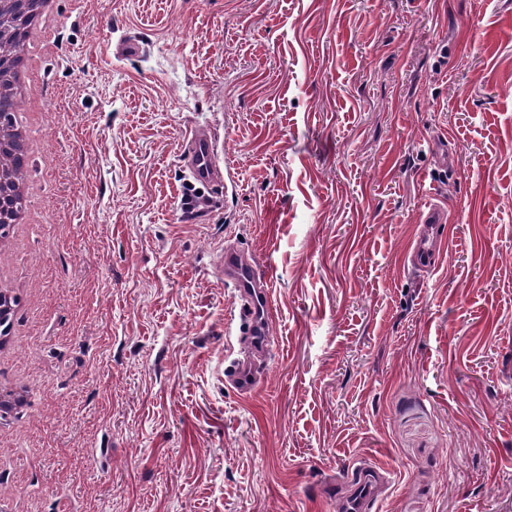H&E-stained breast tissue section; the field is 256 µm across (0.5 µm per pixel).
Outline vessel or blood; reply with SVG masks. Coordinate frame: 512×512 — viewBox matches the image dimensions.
Wrapping results in <instances>:
<instances>
[{"instance_id":"b4317fda","label":"vessel or blood","mask_w":512,"mask_h":512,"mask_svg":"<svg viewBox=\"0 0 512 512\" xmlns=\"http://www.w3.org/2000/svg\"><path fill=\"white\" fill-rule=\"evenodd\" d=\"M184 143L182 162L188 173L189 201L183 212L196 217L208 208L206 197L197 193L198 187L222 182L225 171L213 138L196 134L185 137ZM419 222L423 230L411 252L410 261L412 265L428 270L436 267L445 245L443 231L448 222V211L438 203L428 205L420 214ZM217 276L225 285L234 288L240 299L237 311L230 318L231 323L237 326L240 335L250 337L255 349H270L274 341L271 288L258 280L252 269L242 263L238 253L232 250L223 254ZM227 378L232 388L242 395L250 394L256 387L254 369L245 360L232 363ZM346 482L349 494L340 505L341 512H377L382 482V474L377 468L367 464L356 466Z\"/></svg>"}]
</instances>
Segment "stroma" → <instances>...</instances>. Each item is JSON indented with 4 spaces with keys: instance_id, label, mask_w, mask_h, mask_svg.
I'll use <instances>...</instances> for the list:
<instances>
[{
    "instance_id": "35a3bbf8",
    "label": "stroma",
    "mask_w": 512,
    "mask_h": 512,
    "mask_svg": "<svg viewBox=\"0 0 512 512\" xmlns=\"http://www.w3.org/2000/svg\"><path fill=\"white\" fill-rule=\"evenodd\" d=\"M52 27L45 221L0 257L46 271L16 512H338L359 461L382 512H512V0H60ZM189 133L235 177L194 220ZM223 243L271 280L268 354L225 332ZM419 222L423 230L411 252L410 261L412 266L428 270L436 267L445 245L443 231L448 223V210L439 203L430 204L420 214ZM227 369V378L232 388L241 395H248L256 388V375L250 362L234 361Z\"/></svg>"
}]
</instances>
